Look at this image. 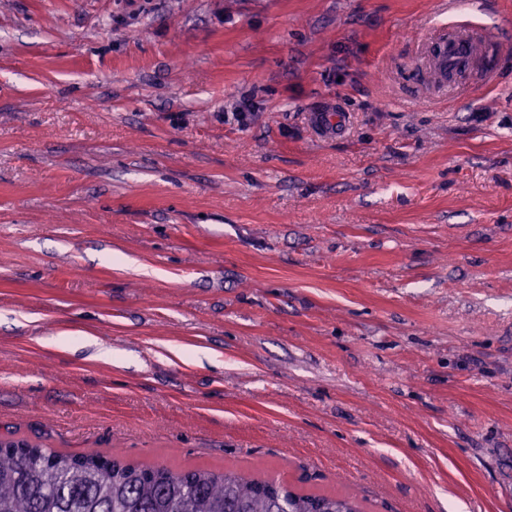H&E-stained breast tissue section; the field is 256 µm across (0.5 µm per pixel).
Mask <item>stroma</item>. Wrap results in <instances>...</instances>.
Masks as SVG:
<instances>
[{"label": "stroma", "mask_w": 512, "mask_h": 512, "mask_svg": "<svg viewBox=\"0 0 512 512\" xmlns=\"http://www.w3.org/2000/svg\"><path fill=\"white\" fill-rule=\"evenodd\" d=\"M455 19L0 0V439L512 512V0L468 97ZM481 43L467 32L448 35L434 49L433 61L438 75L446 78L448 84L473 73L482 56Z\"/></svg>", "instance_id": "1"}]
</instances>
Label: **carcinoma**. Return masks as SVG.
<instances>
[{
	"mask_svg": "<svg viewBox=\"0 0 512 512\" xmlns=\"http://www.w3.org/2000/svg\"><path fill=\"white\" fill-rule=\"evenodd\" d=\"M0 512H361L355 499L305 493L235 470L175 471L98 453L0 440Z\"/></svg>",
	"mask_w": 512,
	"mask_h": 512,
	"instance_id": "1",
	"label": "carcinoma"
}]
</instances>
